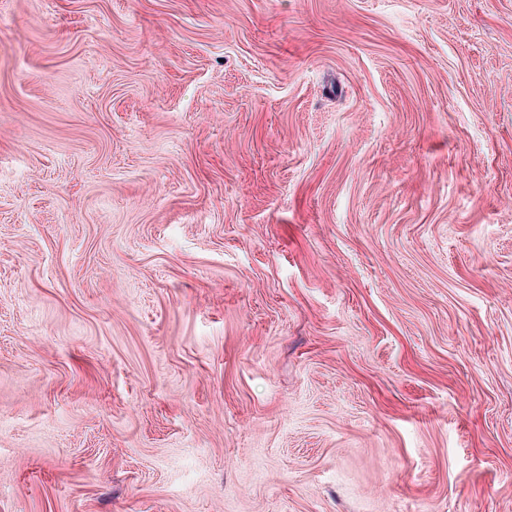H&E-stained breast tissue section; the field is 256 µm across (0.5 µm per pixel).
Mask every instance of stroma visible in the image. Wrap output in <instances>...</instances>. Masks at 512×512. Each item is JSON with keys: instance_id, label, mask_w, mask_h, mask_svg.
Instances as JSON below:
<instances>
[{"instance_id": "stroma-1", "label": "stroma", "mask_w": 512, "mask_h": 512, "mask_svg": "<svg viewBox=\"0 0 512 512\" xmlns=\"http://www.w3.org/2000/svg\"><path fill=\"white\" fill-rule=\"evenodd\" d=\"M0 512H512V0H0Z\"/></svg>"}]
</instances>
